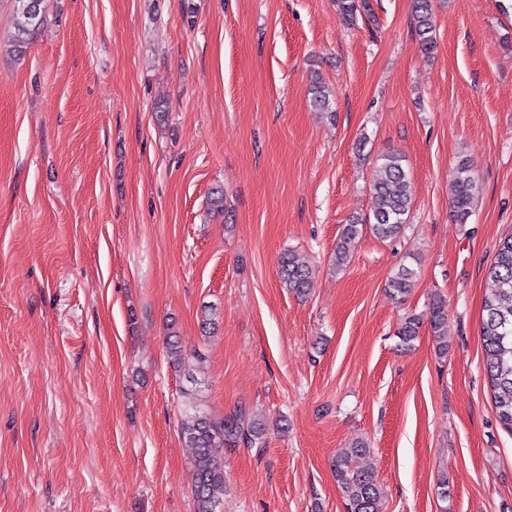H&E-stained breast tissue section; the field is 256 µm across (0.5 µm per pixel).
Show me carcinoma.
Returning <instances> with one entry per match:
<instances>
[{"mask_svg": "<svg viewBox=\"0 0 512 512\" xmlns=\"http://www.w3.org/2000/svg\"><path fill=\"white\" fill-rule=\"evenodd\" d=\"M30 0H14V35L10 52L21 58L44 25L43 0H38L37 12L29 10ZM339 13L350 21L373 16L369 0H336ZM414 31L423 49L432 53L436 39L430 0H415ZM314 106H329L330 94L320 78L311 85ZM378 174L372 185L376 207L372 217L364 220L371 225L375 236L381 239L399 237L411 209V182L402 153L391 151L378 159ZM479 188L467 159L458 162L454 175V194L450 209L454 221L465 224L473 212ZM361 234V222L345 225L336 246L334 263L341 267L348 259L352 246ZM279 274L288 290L300 297L308 295L315 276L310 267L300 262L289 250L279 259ZM490 276L497 284L495 291L484 301L482 318V348L485 373L492 391L500 422L512 430V236L498 246ZM416 271L405 264L399 265L388 282L391 296L403 299L412 287ZM429 323L436 339V353L448 354V309L441 300H435L425 314H410L401 323L398 337L408 346L419 335L423 323ZM167 356L172 365L183 370L193 380L195 373L203 370L206 357L195 351L185 354L176 336H169ZM267 432V422L241 407L232 414L216 417L203 407L193 404L184 410L181 436L185 446L192 450V466L195 472L193 489L194 512H224V459L240 448L259 446ZM369 454V448L358 442L338 453L334 461V473L345 507V512H376L381 489L369 468L353 466V461Z\"/></svg>", "mask_w": 512, "mask_h": 512, "instance_id": "1", "label": "carcinoma"}]
</instances>
